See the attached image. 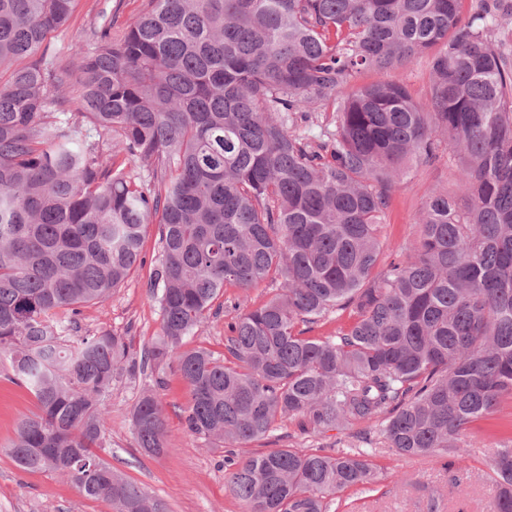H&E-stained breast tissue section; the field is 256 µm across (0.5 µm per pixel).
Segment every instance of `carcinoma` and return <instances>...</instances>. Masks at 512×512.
Masks as SVG:
<instances>
[{
	"mask_svg": "<svg viewBox=\"0 0 512 512\" xmlns=\"http://www.w3.org/2000/svg\"><path fill=\"white\" fill-rule=\"evenodd\" d=\"M148 0L112 13L69 56L47 44L75 0H0V356L35 397L9 445L113 512H164L96 452L126 368H151L132 411L140 448H165L158 390L189 388L187 434L226 448L273 435L356 440L335 454L274 448L231 467L246 512H337L375 483L373 457L447 458L512 401V3L478 0ZM430 55L420 107L361 70ZM332 105L335 128L304 125ZM152 166L149 188L112 144ZM457 157L423 202L418 240L385 270L378 238L413 162ZM159 226L150 289L161 324L142 364L108 332L70 345L80 307L105 301ZM277 285L239 314L224 356L185 348L224 287ZM354 319L329 336L335 311ZM487 512H512V437L489 464Z\"/></svg>",
	"mask_w": 512,
	"mask_h": 512,
	"instance_id": "carcinoma-1",
	"label": "carcinoma"
}]
</instances>
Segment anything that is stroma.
I'll return each mask as SVG.
<instances>
[{
	"label": "stroma",
	"mask_w": 512,
	"mask_h": 512,
	"mask_svg": "<svg viewBox=\"0 0 512 512\" xmlns=\"http://www.w3.org/2000/svg\"><path fill=\"white\" fill-rule=\"evenodd\" d=\"M148 0H76L68 24L50 34V47L68 51L85 43L99 12L112 8L116 20L113 35H120L127 21L144 9ZM390 79L401 80L415 103L429 95L432 74L429 56L412 58ZM455 160L440 149L435 161L414 165L408 182L396 187L380 229L381 264H388L417 237L424 199L433 190L451 185ZM142 264L113 288L104 302L82 307L77 330L70 339L107 331L125 338L132 357H140L159 331V306L150 295V281L159 262L157 225H149L143 239ZM272 294L270 283L244 290L226 286L224 294L208 311L189 347L203 346L214 353L224 351V330L240 308H254ZM160 392L166 418V447L151 455L139 447L131 423V412L147 384L143 374L122 372L112 383L103 432L109 442L100 449L101 458L134 484L143 486L165 506V512H244L243 505L225 490L224 449L220 443L188 435L182 424L188 388L175 369L165 374ZM36 401L16 384L7 358H0V512H112L107 501H92L80 495L64 477L53 472L20 470L6 451L19 419L35 412ZM512 435V411L473 424L463 447L467 453L464 472L448 471L431 459H405L388 451L374 458L377 480L372 491L348 489L339 495L338 512H430L432 499H439L442 512H485L494 488L487 478V462L500 441ZM345 448L348 440L332 431L324 436L300 434L295 421L283 423L274 436L237 448L236 457L273 448Z\"/></svg>",
	"instance_id": "1"
}]
</instances>
